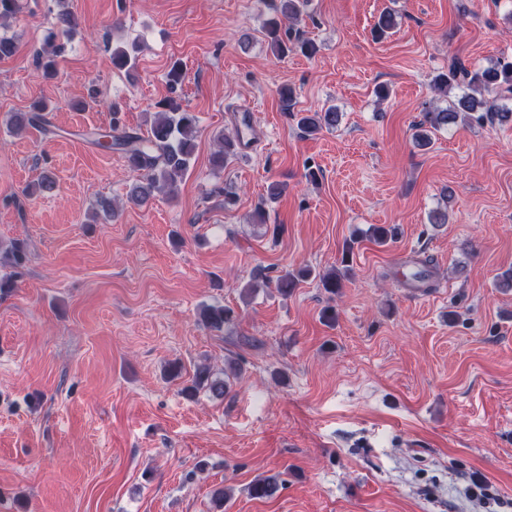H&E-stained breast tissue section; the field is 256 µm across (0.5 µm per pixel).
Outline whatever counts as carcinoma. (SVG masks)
Segmentation results:
<instances>
[{
  "instance_id": "cac0c4a2",
  "label": "carcinoma",
  "mask_w": 512,
  "mask_h": 512,
  "mask_svg": "<svg viewBox=\"0 0 512 512\" xmlns=\"http://www.w3.org/2000/svg\"><path fill=\"white\" fill-rule=\"evenodd\" d=\"M307 0H261L271 16L264 25V37L271 52L283 57L297 46L306 54L314 51L310 42L293 44L288 40L290 22L299 18ZM461 89V94L453 96L444 107H436L424 112L423 120L416 125L415 144L425 148L430 145V132L446 129L466 120L480 124L487 112L491 111L488 95L502 92L512 93V61L498 60L487 67L473 71L461 62H455L448 72L435 78L434 88L444 95H449L454 88ZM159 111L154 113V120L149 131L141 134L127 129L121 112L112 110V119L108 133L90 131L93 143L106 152L121 153L128 167L136 172L135 180L129 185L128 200L144 206L158 194H169L188 173L195 151V140L198 133V117L193 112L180 109L170 101L157 103ZM45 107L35 106L31 112L14 115V125L21 129L26 126H38L47 129L44 115ZM339 122V113L329 107L321 112L299 118L298 126L307 135H315L324 129H332ZM219 149L212 156V163L217 168H224V163L233 154L235 140L221 135L218 137ZM310 275L307 269L285 270L276 278L271 279L264 269H257L254 281L262 283L266 288L274 287L283 296L290 294L298 282ZM200 321L208 328L222 331L233 324L237 315L235 311L224 305H204L199 312ZM241 371L240 364L235 360L227 361L224 378L214 379L210 367H197L192 384L183 392L193 397L201 389L208 391L215 399L224 398L230 391L228 380ZM278 489L275 476L258 478L250 487V495L254 498H267Z\"/></svg>"
}]
</instances>
